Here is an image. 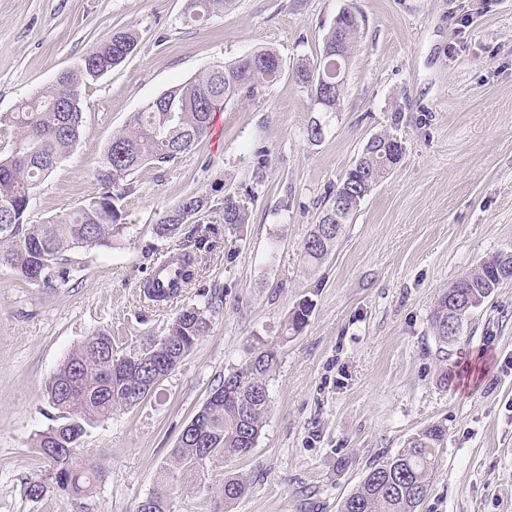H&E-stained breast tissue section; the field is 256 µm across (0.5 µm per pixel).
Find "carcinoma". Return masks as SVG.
I'll use <instances>...</instances> for the list:
<instances>
[{
    "label": "carcinoma",
    "mask_w": 512,
    "mask_h": 512,
    "mask_svg": "<svg viewBox=\"0 0 512 512\" xmlns=\"http://www.w3.org/2000/svg\"><path fill=\"white\" fill-rule=\"evenodd\" d=\"M233 0H188L185 18L200 21L225 8ZM363 25L362 17L342 11L325 36L320 57L297 63L294 77L307 92H313L319 69L334 58L347 66ZM138 43L137 33H113L74 68L60 73L51 87L33 99L21 102L16 111L0 116V126L16 130L11 153L0 157V266L15 270L26 282L55 288L68 281L62 267L65 254L79 249L108 247L112 238L126 229L124 200L134 191L131 176L145 164L163 168L190 151L209 132L213 114L224 103L241 94H252L264 82L276 80L281 59L272 49L257 50L230 64L218 65L177 84L135 113L129 126L112 135L104 158L94 172L101 192L42 223L27 221L35 189L57 163L77 145L82 126V86L119 66ZM346 83L331 86L320 112L343 107ZM377 155L362 154L340 182L324 196L322 214L302 243L309 263L322 261L332 250L365 199L388 174L379 165V153L389 164L403 155V141L392 127L375 135ZM254 192L229 191L219 211L221 224L238 227L248 223ZM350 201L348 217L336 218L339 200ZM208 210L202 196L185 197L155 223V234L167 238L187 220ZM209 239L194 241L193 250L178 253L182 258L179 279L169 288H146L145 299L161 305L181 296L197 275L198 253L209 250ZM512 262L507 252L483 260L471 272L451 283L437 299L430 327L442 351L448 350V335H462L469 313L453 327L448 326L444 307L448 298L458 296L479 307L495 290L509 282L502 266ZM311 303L303 300L288 317L286 330L299 331L307 322ZM220 310L215 297L182 308L167 332L140 349L137 362L118 354L112 334L97 330L86 336L61 363L44 386V397L57 411L55 424L37 435L36 445L48 463L45 476L27 483L26 496L42 497L46 482L80 500L94 488L99 464L84 456L79 441L86 426L104 421L121 409L141 403L147 392L142 385L156 375L158 358L171 373L191 353ZM279 364V351L272 343L260 341L252 355L234 368L213 389L206 402L182 431L171 456L177 469L192 470L205 461L229 462L254 448L269 408L268 383ZM445 429L431 426L413 437L408 446L392 457L373 463L355 490L346 498L343 512H419L434 478L439 447ZM248 483L239 475L224 478V503L241 498ZM136 512H171L168 498L153 492L143 498Z\"/></svg>",
    "instance_id": "1"
}]
</instances>
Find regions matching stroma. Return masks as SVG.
Returning <instances> with one entry per match:
<instances>
[{
  "label": "stroma",
  "instance_id": "obj_1",
  "mask_svg": "<svg viewBox=\"0 0 512 512\" xmlns=\"http://www.w3.org/2000/svg\"><path fill=\"white\" fill-rule=\"evenodd\" d=\"M185 3L0 0V115L113 31L140 35L124 62L83 87L79 143L36 188L33 224L96 196L94 171L113 134L171 86L262 48L282 60L279 79L225 104L195 148L134 174L124 234L111 247L70 253L67 286L41 288L0 266V512H135L162 489L171 512H340L374 461L435 424L446 434L420 512H512V283L473 311L448 351L429 326L453 281L512 251V0H234L200 23L185 21ZM346 8L364 19L345 71L348 95L341 111L318 114L293 70L320 55ZM315 117L324 135L313 144ZM390 127L402 160L334 250L307 263L302 241L325 193ZM260 151L268 164L256 186ZM238 189L255 197L233 235L210 211ZM194 194L209 212L158 238V217ZM201 225L216 243L202 252L196 282L148 308L141 282ZM204 290L223 304L191 354L139 405L87 426L80 446L100 468L92 494L76 500L50 483L39 500L27 498V482L45 469L35 446L50 424L42 389L65 357L99 329L124 351L140 348ZM305 299L308 322L283 335ZM260 338L280 356L256 447L160 485L184 427ZM229 468L249 489L228 504Z\"/></svg>",
  "mask_w": 512,
  "mask_h": 512
}]
</instances>
